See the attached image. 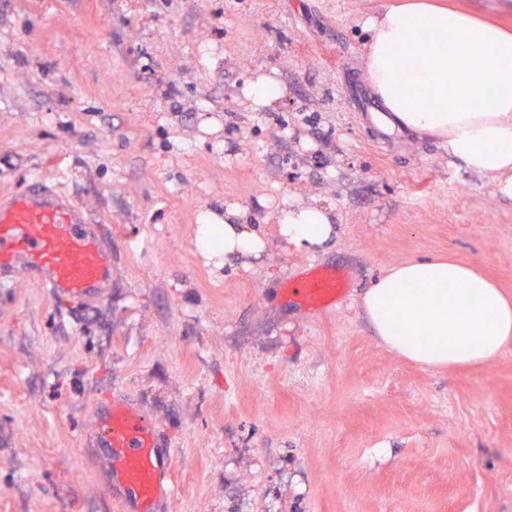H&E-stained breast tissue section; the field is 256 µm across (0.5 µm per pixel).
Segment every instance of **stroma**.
I'll use <instances>...</instances> for the list:
<instances>
[{
    "label": "stroma",
    "mask_w": 512,
    "mask_h": 512,
    "mask_svg": "<svg viewBox=\"0 0 512 512\" xmlns=\"http://www.w3.org/2000/svg\"><path fill=\"white\" fill-rule=\"evenodd\" d=\"M377 3L0 0V194L62 173L113 269L95 306L0 296V512H125L80 450L114 394L176 450L169 512H512V343L428 368L358 306L437 255L512 295V201L362 110ZM264 76L283 96L255 108ZM285 199L332 236L276 239ZM228 202L271 244L218 267L196 233ZM316 266L346 281L333 309L285 296Z\"/></svg>",
    "instance_id": "1"
}]
</instances>
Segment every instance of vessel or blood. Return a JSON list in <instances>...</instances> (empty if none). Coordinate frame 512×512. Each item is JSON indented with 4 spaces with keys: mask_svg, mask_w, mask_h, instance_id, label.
<instances>
[{
    "mask_svg": "<svg viewBox=\"0 0 512 512\" xmlns=\"http://www.w3.org/2000/svg\"><path fill=\"white\" fill-rule=\"evenodd\" d=\"M21 282L77 306L112 289V250L61 187L37 181L0 199V289ZM343 290L326 269L310 270L291 288L314 308L335 304ZM83 450L100 463L108 491L127 512H167L177 493L175 450L137 405L115 395L99 403L97 427Z\"/></svg>",
    "mask_w": 512,
    "mask_h": 512,
    "instance_id": "1",
    "label": "vessel or blood"
}]
</instances>
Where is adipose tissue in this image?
<instances>
[{
    "label": "adipose tissue",
    "instance_id": "adipose-tissue-1",
    "mask_svg": "<svg viewBox=\"0 0 512 512\" xmlns=\"http://www.w3.org/2000/svg\"><path fill=\"white\" fill-rule=\"evenodd\" d=\"M365 76L387 131L439 140L450 159L512 200V28L464 10L380 0L363 21ZM439 42L423 40L425 32ZM276 234L299 247L323 244L330 212L281 205ZM199 248L224 260L267 246L240 206L205 223ZM359 306L377 339L404 359L435 368L483 364L512 342V296L472 264L425 257L397 263L367 288Z\"/></svg>",
    "mask_w": 512,
    "mask_h": 512
}]
</instances>
